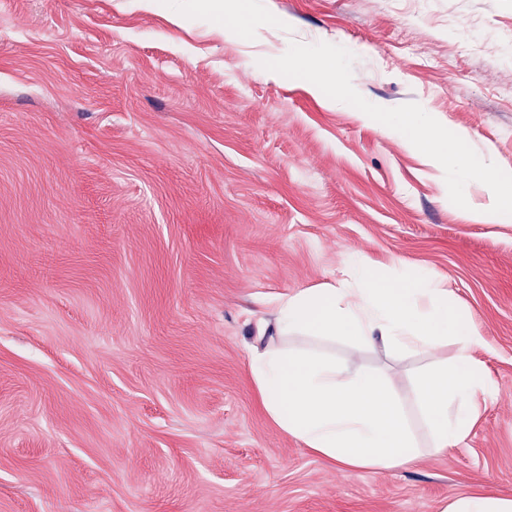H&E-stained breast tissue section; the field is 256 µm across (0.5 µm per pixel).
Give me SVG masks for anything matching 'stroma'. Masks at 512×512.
I'll list each match as a JSON object with an SVG mask.
<instances>
[{
    "instance_id": "35a3bbf8",
    "label": "stroma",
    "mask_w": 512,
    "mask_h": 512,
    "mask_svg": "<svg viewBox=\"0 0 512 512\" xmlns=\"http://www.w3.org/2000/svg\"><path fill=\"white\" fill-rule=\"evenodd\" d=\"M0 0V512H439L512 497V220L379 122L258 62L355 56L512 173V0ZM178 10L180 25L168 19ZM486 38L469 47L470 31ZM448 286L497 386L458 449L347 473L278 428L247 361L277 302L344 260ZM412 405L453 355L296 336ZM512 497L493 491L456 494L448 498L439 512H511Z\"/></svg>"
}]
</instances>
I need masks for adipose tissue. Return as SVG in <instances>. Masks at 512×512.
<instances>
[{
  "label": "adipose tissue",
  "instance_id": "adipose-tissue-1",
  "mask_svg": "<svg viewBox=\"0 0 512 512\" xmlns=\"http://www.w3.org/2000/svg\"><path fill=\"white\" fill-rule=\"evenodd\" d=\"M274 332L276 341L248 361L266 414L313 455L347 472L409 470L424 451L448 453L469 436L494 392L475 355L484 338L447 289L424 276L375 272L362 257L348 258L335 283L281 298ZM294 334L354 336L386 354H429L455 340L452 362L423 374L416 388L426 444L418 443L381 375L304 355L288 345ZM440 512H512V497L489 490L456 494Z\"/></svg>",
  "mask_w": 512,
  "mask_h": 512
}]
</instances>
